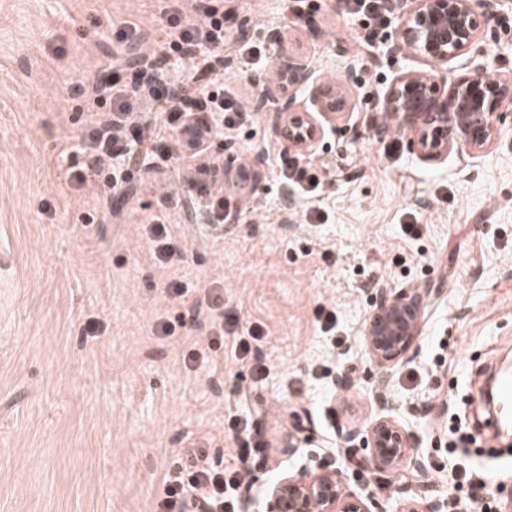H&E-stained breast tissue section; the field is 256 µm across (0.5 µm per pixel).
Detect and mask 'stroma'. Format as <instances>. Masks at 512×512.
<instances>
[{
	"instance_id": "stroma-1",
	"label": "stroma",
	"mask_w": 512,
	"mask_h": 512,
	"mask_svg": "<svg viewBox=\"0 0 512 512\" xmlns=\"http://www.w3.org/2000/svg\"><path fill=\"white\" fill-rule=\"evenodd\" d=\"M312 2L302 27L284 24L297 0L213 2L224 14V91L242 109L221 115L224 146L209 153L261 179L243 195L226 173L238 218L219 227L189 223L188 205L206 193L184 185L177 152L137 155L117 189L103 175L62 180L68 149L88 141L94 89L136 91L133 143L156 114L152 87L185 80L169 18L195 17L197 0H0V512H154L165 480L200 457L233 467L247 440L262 445L257 485L305 462L337 467L339 428L383 404L410 422L430 483L447 495L451 428L460 415L480 421L481 369L512 354V128L477 155L410 153L383 98L396 76L428 64L387 54L399 10L371 37L343 0ZM248 42L262 50L246 61ZM108 52L117 63L105 71ZM281 52L305 56L347 102L308 153L255 107ZM485 56L491 76L512 82V0H500ZM285 162L318 170L319 191L285 188ZM175 192L181 204L167 208ZM162 213L178 248L165 263L144 226ZM172 282L188 294L170 297ZM380 286L429 295L419 337L378 393L363 328ZM204 288L220 290L216 310L201 304ZM176 311L184 327L163 335ZM216 325V364L185 361ZM255 329L260 358L235 353ZM347 370L355 382L343 389ZM437 390L448 404L429 405ZM240 421L251 434L237 432ZM291 437L302 444L282 456Z\"/></svg>"
}]
</instances>
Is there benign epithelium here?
<instances>
[{
    "label": "benign epithelium",
    "mask_w": 512,
    "mask_h": 512,
    "mask_svg": "<svg viewBox=\"0 0 512 512\" xmlns=\"http://www.w3.org/2000/svg\"><path fill=\"white\" fill-rule=\"evenodd\" d=\"M401 23L388 43L390 54L409 51L433 64H446L470 51L479 52L481 37L494 27L499 0H399ZM278 72L290 86L313 87L312 109L302 110L294 95H280L281 83L261 95V103L280 102L284 115L279 129L288 144L306 151L322 135L323 123H331L345 100L330 90L318 89V76L301 56H286ZM447 77L435 71H409L398 76L384 97V109L398 121L407 148L420 158L437 159L453 149L485 151L506 123L512 110L502 103L512 97L508 84L478 66L458 76L446 87ZM195 224H208L211 214L205 202L188 208ZM426 294L420 288H381L375 295L374 312L363 331L370 361L389 381L419 336ZM349 457L374 473L401 467L411 456L410 433L396 416L378 414L371 422L339 431ZM264 512H390V505L362 495L346 485L341 472L318 465L284 472L266 489ZM398 512H440L439 500L407 496Z\"/></svg>",
    "instance_id": "obj_1"
}]
</instances>
